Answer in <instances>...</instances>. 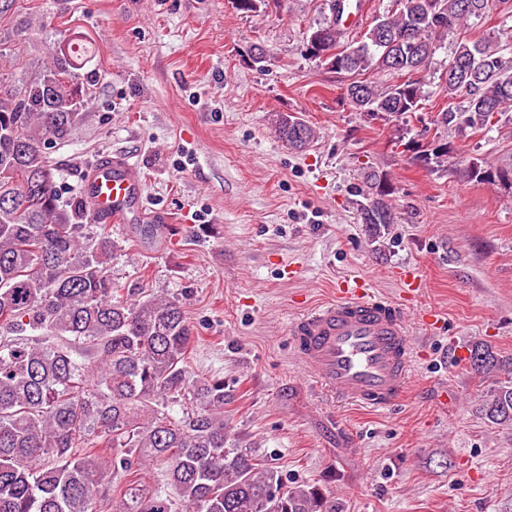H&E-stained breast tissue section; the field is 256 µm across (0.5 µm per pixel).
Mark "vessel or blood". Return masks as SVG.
<instances>
[{"label": "vessel or blood", "instance_id": "b4317fda", "mask_svg": "<svg viewBox=\"0 0 512 512\" xmlns=\"http://www.w3.org/2000/svg\"><path fill=\"white\" fill-rule=\"evenodd\" d=\"M87 188L94 221L142 220L143 179L125 158L102 160ZM289 334L305 370L342 399L384 412L409 387L416 348L404 310L395 301L375 296L365 277L342 280L335 299L294 319Z\"/></svg>", "mask_w": 512, "mask_h": 512}]
</instances>
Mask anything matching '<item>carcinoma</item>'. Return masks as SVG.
Listing matches in <instances>:
<instances>
[{
  "label": "carcinoma",
  "mask_w": 512,
  "mask_h": 512,
  "mask_svg": "<svg viewBox=\"0 0 512 512\" xmlns=\"http://www.w3.org/2000/svg\"><path fill=\"white\" fill-rule=\"evenodd\" d=\"M493 0H391L357 46L343 29L323 22L319 41L328 69L352 81L345 96L358 112L396 121L394 140L426 165L450 158L443 133L458 137L489 124L487 111L512 123V60L494 36L472 40L465 29ZM453 38L438 86L457 111L442 106L431 139L405 140L409 117L426 101V78L437 51ZM92 48L68 42L52 64L26 75V37L5 43L0 56V512H95L105 481L151 463L165 467L171 492L144 484L125 493L123 512H342L336 497L305 483L284 484L249 448L224 431V379L187 368L192 332L183 303L150 288L121 295L111 260L124 250L112 225L90 219L84 197L59 205L49 156L41 145L67 140L97 75L84 74ZM388 72L392 84L360 80ZM279 138L317 131L288 114L273 116ZM453 172L494 183L485 168L461 155ZM376 198L362 206L366 223H391V189L368 180ZM478 371L498 376L483 412L512 424V358L471 351Z\"/></svg>",
  "instance_id": "obj_1"
}]
</instances>
